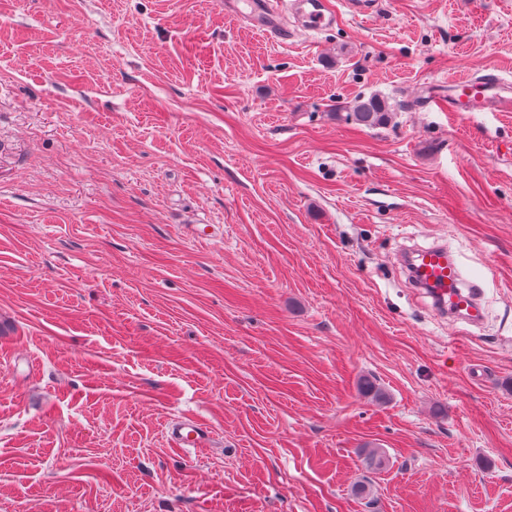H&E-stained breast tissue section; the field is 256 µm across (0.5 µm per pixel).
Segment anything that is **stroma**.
<instances>
[{
	"mask_svg": "<svg viewBox=\"0 0 512 512\" xmlns=\"http://www.w3.org/2000/svg\"><path fill=\"white\" fill-rule=\"evenodd\" d=\"M377 2L278 46L0 0V512H512V112L425 96L512 76V0ZM437 242L480 325L414 284ZM352 114L359 125L374 128L387 124L391 112L387 100L377 96L359 100ZM167 436L173 448L185 451L188 448H203L213 438L209 426L198 418H184L168 423Z\"/></svg>",
	"mask_w": 512,
	"mask_h": 512,
	"instance_id": "1",
	"label": "stroma"
}]
</instances>
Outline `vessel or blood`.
Wrapping results in <instances>:
<instances>
[{"label":"vessel or blood","instance_id":"vessel-or-blood-1","mask_svg":"<svg viewBox=\"0 0 512 512\" xmlns=\"http://www.w3.org/2000/svg\"><path fill=\"white\" fill-rule=\"evenodd\" d=\"M284 0H224V12L247 22L270 41L287 44L295 37L282 18ZM299 25L319 32L336 20L329 0H294ZM447 109L451 112H512V81L496 74L475 76L469 73L448 79ZM417 287L431 295L439 313L471 322L476 318L474 288L467 284L459 266L445 246L436 244L414 251L409 266ZM172 447L179 450L208 445L213 433L197 418L169 422L166 430Z\"/></svg>","mask_w":512,"mask_h":512}]
</instances>
